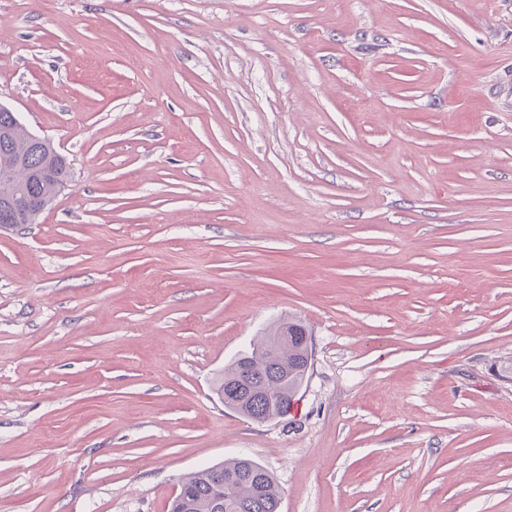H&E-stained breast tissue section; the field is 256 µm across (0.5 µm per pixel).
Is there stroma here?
Listing matches in <instances>:
<instances>
[{"label": "stroma", "mask_w": 512, "mask_h": 512, "mask_svg": "<svg viewBox=\"0 0 512 512\" xmlns=\"http://www.w3.org/2000/svg\"><path fill=\"white\" fill-rule=\"evenodd\" d=\"M71 164L0 227V512H512V0H0V105ZM302 320L286 418L214 392ZM281 499L274 476L253 459L239 457L187 474L170 511L278 512L274 509Z\"/></svg>", "instance_id": "stroma-1"}]
</instances>
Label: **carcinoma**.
I'll use <instances>...</instances> for the list:
<instances>
[{"instance_id": "obj_1", "label": "carcinoma", "mask_w": 512, "mask_h": 512, "mask_svg": "<svg viewBox=\"0 0 512 512\" xmlns=\"http://www.w3.org/2000/svg\"><path fill=\"white\" fill-rule=\"evenodd\" d=\"M20 166L14 179H0V198L16 203L15 219L33 224L39 215L27 207L39 198L50 207L57 194L70 181L66 158L51 143L34 135L9 108L0 106V172ZM300 328L303 323L290 318L268 329L253 344L252 351L224 367L217 378L215 392L224 398V386L256 354L264 356V374L275 398L274 413L288 415L302 387L305 373L304 352L290 348L277 356L264 355L269 336L283 325ZM181 494L171 502V512H275L282 490L274 476L251 458L239 457L187 474L181 481Z\"/></svg>"}]
</instances>
